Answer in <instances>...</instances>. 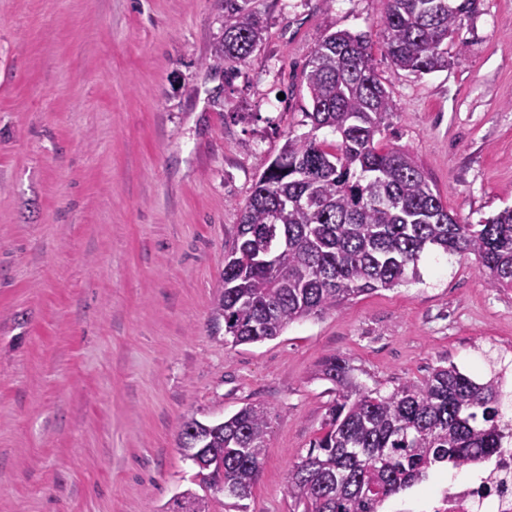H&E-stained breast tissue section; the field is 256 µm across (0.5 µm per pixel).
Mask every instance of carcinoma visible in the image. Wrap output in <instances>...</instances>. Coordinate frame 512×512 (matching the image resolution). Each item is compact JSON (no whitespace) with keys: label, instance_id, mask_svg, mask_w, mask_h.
I'll return each instance as SVG.
<instances>
[{"label":"carcinoma","instance_id":"obj_1","mask_svg":"<svg viewBox=\"0 0 512 512\" xmlns=\"http://www.w3.org/2000/svg\"><path fill=\"white\" fill-rule=\"evenodd\" d=\"M378 26L398 70L427 75L448 68V41L479 0H382ZM266 26L252 0H224V36L209 66L226 74L247 64ZM316 129L338 143L290 137L259 176L224 258L223 291L212 321L236 345L278 336L288 325L397 285L433 248L472 254L494 288H512V208L464 224L410 153L374 139L394 109L376 74L371 38L336 31L315 48L304 71ZM335 386L318 437L288 471L286 493L303 512H378L389 497L455 469L487 463L512 438L502 412V379L480 382L438 366L383 394L329 357ZM207 448L224 466L199 468L202 485L244 499L270 447L269 412L248 405L211 424ZM182 512H209L205 497L183 494Z\"/></svg>","mask_w":512,"mask_h":512}]
</instances>
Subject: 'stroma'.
<instances>
[{
	"mask_svg": "<svg viewBox=\"0 0 512 512\" xmlns=\"http://www.w3.org/2000/svg\"><path fill=\"white\" fill-rule=\"evenodd\" d=\"M267 39L232 77L203 61L221 0H0V512H179L198 491L183 418L268 408L248 498L296 512L289 468L336 393L324 360L388 393L434 367L512 390V290L470 256L236 345L211 321L241 208L288 137L313 129L303 71L332 32H365L395 107L377 137L410 152L476 224L512 207V0H480L447 70L382 47L381 0H255Z\"/></svg>",
	"mask_w": 512,
	"mask_h": 512,
	"instance_id": "obj_1",
	"label": "stroma"
}]
</instances>
